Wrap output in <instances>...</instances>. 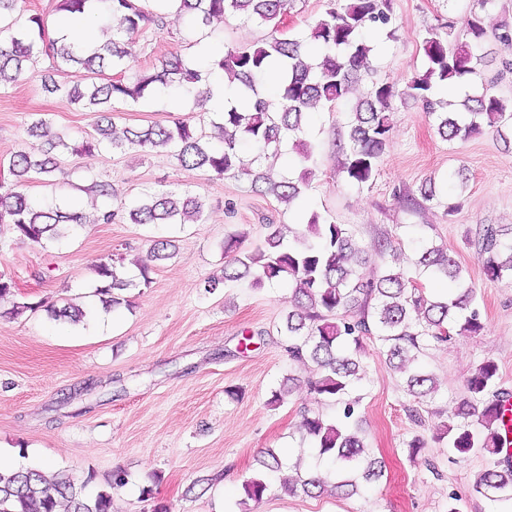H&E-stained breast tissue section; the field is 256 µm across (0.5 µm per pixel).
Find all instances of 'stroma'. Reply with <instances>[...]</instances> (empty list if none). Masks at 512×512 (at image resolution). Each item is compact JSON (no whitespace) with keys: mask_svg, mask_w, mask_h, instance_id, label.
<instances>
[{"mask_svg":"<svg viewBox=\"0 0 512 512\" xmlns=\"http://www.w3.org/2000/svg\"><path fill=\"white\" fill-rule=\"evenodd\" d=\"M469 4L391 0L395 34L366 31L373 51L355 98L366 96L373 84L402 82L422 70L426 29L451 19L455 39L465 41ZM268 34L267 27L237 15L195 29L187 17L171 14L162 27L148 28L146 40L125 58L122 74L134 79L174 50L204 70L215 52ZM483 53L479 83L489 95L512 101V70L501 65L506 51L489 40ZM213 110L211 102L198 105L173 90L135 105L115 104L112 121L121 130L180 120L207 133ZM40 117L73 140L93 132L97 121L96 113L65 95L44 94L37 78L22 77L0 87V158L38 147L27 128ZM304 136L314 145L312 161L301 163L286 147L273 171L291 177L310 171L301 209L352 228L368 254L364 278L398 267L434 294L438 282L419 276L415 262L421 245L446 246L477 290L484 330L423 346L418 362L436 377L438 391L422 403L407 394L401 374L380 357L378 341L365 339L367 374L354 393L361 398L359 426L386 465L384 477L348 499L311 498L281 495L273 473L272 487L254 512H448L453 496L459 497L461 512H499V503L473 488L487 458L479 453L453 458L434 435L465 396L466 380L481 362L494 361L498 387L512 391V282L486 278L477 245L483 225H512V148L488 129L465 141H443L433 118L411 104L394 113L377 173L360 187L341 166L347 141L343 111L312 109ZM460 169L468 183L454 214L438 205L419 210L401 202L400 193L417 192L430 178L445 184ZM94 180L111 183L112 199L88 193ZM162 189L204 195L203 223L83 224L66 238L43 244L0 226V273L17 283L14 298L0 301V456L23 466L43 462L79 478L96 473L87 488L91 494L103 487L106 475L122 469L128 482L113 491L112 512H153L159 504L169 512H239L242 484L259 472L267 449L287 453L289 464L308 475L322 461L298 430L303 415L334 420L342 412L339 404L315 399L303 384L280 406L269 404L284 377L303 381L314 369L291 359L288 339L277 331L289 308L288 282L257 288L241 280L211 293L204 288L207 278L224 268L228 234L246 233L243 247L252 249L266 225L293 223L296 210L253 191L249 178L216 179L181 169L162 148L66 153L51 181H31L23 191L42 204L74 198L91 215ZM229 202L234 212H227ZM160 237L174 240V257L154 264L149 285L124 291L110 324L73 325L48 313V306L67 302L99 307L94 291L100 259L124 254L126 276L137 280V260L146 258ZM385 238L401 248L400 258L378 252ZM16 303L23 306L17 313ZM416 437L426 446L413 461L407 445ZM202 478L209 486H199Z\"/></svg>","mask_w":512,"mask_h":512,"instance_id":"stroma-1","label":"stroma"}]
</instances>
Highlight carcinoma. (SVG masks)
<instances>
[{"instance_id":"carcinoma-1","label":"carcinoma","mask_w":512,"mask_h":512,"mask_svg":"<svg viewBox=\"0 0 512 512\" xmlns=\"http://www.w3.org/2000/svg\"><path fill=\"white\" fill-rule=\"evenodd\" d=\"M105 21L112 25V39L86 49L71 42L45 40L44 18L31 14L25 22L12 18L18 0H0V84L15 81L32 71L40 53L51 58L50 69L40 76L44 93L64 91L70 100L99 112L94 133L69 144L51 133L43 118L33 121L29 136L48 145L38 153L17 151L0 167L7 166L12 177L9 186L0 184V224H10L21 238L40 244L59 236L62 226L111 224L126 218L132 224H197L205 213V198L196 193L176 191L146 192L128 211L101 209L88 218L77 208L56 204L41 208L32 203L19 187L31 177L49 178L57 170L53 151L60 147L72 154L91 153L101 147L116 149L165 148L178 165L188 170H204L217 179L251 178L255 191L280 202L300 197L306 176L294 180L274 178L260 167L275 157L282 144L295 139V147L305 160L311 148L297 138L308 121V111L321 103L329 109L347 108L348 141L342 147V169L350 182L369 183L376 175L377 162L392 129V114L397 103L413 102L436 121L439 136L448 142L465 140L483 127L502 131L512 127V105L479 91L473 82L482 57L476 49L487 36L481 13L494 0H473L466 21L469 40L452 39L453 21L426 30L422 40L424 70L399 86L397 82L373 85L368 95L351 102L350 94L368 64L372 46L362 37L366 28H386L392 21L390 0H328L325 14L310 26L309 39L290 34L285 17L293 0H98ZM92 0H52V9L67 15H81ZM185 14L197 26L230 12L270 28L266 41L251 46L232 47L211 60V67L224 72L228 83L236 85L235 99L216 113L212 126L220 146L216 147L196 133L190 125L177 121L131 127L123 136L114 134L112 104L137 103L158 89L190 86L203 81L202 75L181 53L174 51L158 60L152 70L134 80L121 75L125 57L145 36L146 29L163 22L169 10ZM281 61L286 77L274 100L258 91L270 63ZM70 65L85 70L90 82L67 85L56 79ZM461 83L469 87L457 107L436 98L440 88ZM248 141L259 149L246 161L239 145ZM420 198L406 196L418 209L441 203L435 182L421 185ZM509 228L487 224L479 232L478 246L484 273L492 280H512V243L502 238ZM286 225L269 224L263 241L255 249L240 251L244 235L224 239V253L234 258L224 265L222 276L205 282L211 292L227 282L244 278L261 287L267 282L293 283L292 310L285 315L279 332L288 337V353L301 362H311L316 376L306 382L307 389L320 400L344 404L342 417L327 421L320 414L304 415L301 432L315 441L318 455L333 466L332 479H284L281 491L287 496L323 494L351 497L364 484L379 481L385 473L384 461L370 455L358 428L350 424L361 398H349L355 384L363 379L361 355L364 339L380 341L379 354L404 376L406 391L415 398L433 394L436 380L416 365L426 342H445L457 336H476L483 330L476 307V291L466 283L459 265L437 245H425L417 266L448 281L447 293L433 299L415 287L417 279L401 270L387 268L373 280L363 278L359 269L366 263L364 250L349 228L313 212L304 228L285 243ZM172 240L153 241L150 256L154 261L172 257ZM124 257L110 256L96 265L100 285L95 293L105 306H119V292L133 286L121 276ZM56 319L79 322L84 312L66 304L52 311ZM497 365L486 360L466 380V395L443 424L436 440L447 442L448 452L467 456L478 450L489 456V465L474 484V490L497 501L512 503V465L498 458L502 433L501 405L512 397L496 388ZM96 481L89 473L81 481L67 470L51 478L36 469L0 472V512H112V491L125 485L126 473L115 470L105 480L106 488L94 495L86 493ZM270 484L257 475L242 484L241 504L262 502Z\"/></svg>"}]
</instances>
